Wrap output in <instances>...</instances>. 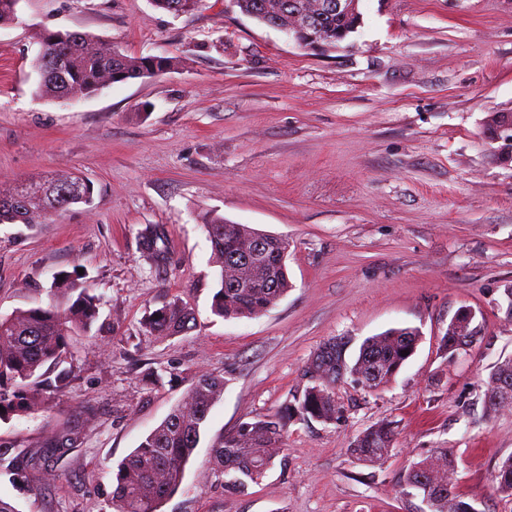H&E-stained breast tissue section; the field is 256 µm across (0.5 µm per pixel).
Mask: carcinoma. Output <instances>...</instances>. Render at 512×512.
I'll use <instances>...</instances> for the list:
<instances>
[{
    "label": "carcinoma",
    "instance_id": "1",
    "mask_svg": "<svg viewBox=\"0 0 512 512\" xmlns=\"http://www.w3.org/2000/svg\"><path fill=\"white\" fill-rule=\"evenodd\" d=\"M20 0H0V25L18 19ZM246 15L263 24L281 28L291 24L290 15L307 0H236ZM314 32L329 49L342 40L347 23L334 13H321L314 20ZM167 56L129 57L106 46L93 36L79 32L46 30L34 69L40 75L38 92L47 98L73 100L91 97L114 83L151 77L169 70ZM93 187L73 173L41 179L17 180L0 188V224H39L49 212L75 204L92 202ZM204 228L218 267V288L213 295L212 313L223 319L256 318L276 306L291 288L282 252L288 241L259 234L243 224H226L224 218L210 219ZM158 225L146 226L140 234L146 258L164 259L158 242L164 240ZM99 318V299L65 272L54 277L48 300L0 316V421L15 415L45 413L54 395L68 387L73 374L71 341L90 335ZM196 328L191 309L172 301L154 310L145 321L146 332L164 339ZM474 336L470 323L462 318L448 323L441 337L446 351L468 348ZM419 333L413 328L390 329L366 339L354 364L345 359L344 343L334 338L314 353L308 372L314 385L305 389L298 405L284 411L243 422L210 445L212 474L224 479V489L233 495L245 493L265 475L283 453L281 442L288 419L296 414L323 423L340 416L335 398L336 382L345 376L369 391L389 385L408 357L414 354ZM485 403L492 412L512 407V360L498 364L485 383ZM226 387L224 376L197 372L184 397L169 415L141 441L117 467L111 508L115 512H160L163 503L180 489L185 468L201 441L208 414ZM80 432L68 430L57 435L49 453L60 459L80 444ZM393 431L386 423L363 431L353 442L351 454L357 461L373 465L392 446ZM32 460L22 456L8 461L0 458V474L14 483L54 480L50 464L32 474ZM456 460L442 448L415 463L405 483L428 498L431 512H475L455 492ZM500 491L512 496V457L499 464L494 475Z\"/></svg>",
    "mask_w": 512,
    "mask_h": 512
}]
</instances>
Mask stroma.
I'll use <instances>...</instances> for the list:
<instances>
[{"instance_id":"stroma-1","label":"stroma","mask_w":512,"mask_h":512,"mask_svg":"<svg viewBox=\"0 0 512 512\" xmlns=\"http://www.w3.org/2000/svg\"><path fill=\"white\" fill-rule=\"evenodd\" d=\"M356 33L306 50L207 0L177 16L153 0H20L0 25V185L73 172L91 204L40 224H0V315L43 299L53 277L80 268L100 299L99 337H75L77 378L45 413L0 421V454L84 437L35 490L0 476L18 512H111L113 475L184 396L195 371L224 376L223 398L163 512H429L405 487L413 463L456 457V491L476 512H512L494 472L512 456V410L488 413L485 383L512 358V162L495 157L486 118L512 110V0H360ZM88 33L175 65L52 101L32 62L43 31ZM288 240L291 287L257 318L212 314V215ZM149 224L167 260L141 253ZM196 314L194 331L148 336L163 302ZM464 308L476 341L449 355L440 338ZM421 333L389 386L337 383L336 423L294 419L284 452L241 496L206 461L239 423L277 413L312 381L306 367L336 337L355 361L391 328ZM171 378L152 384L147 368ZM381 422L394 439L377 465L350 448Z\"/></svg>"}]
</instances>
